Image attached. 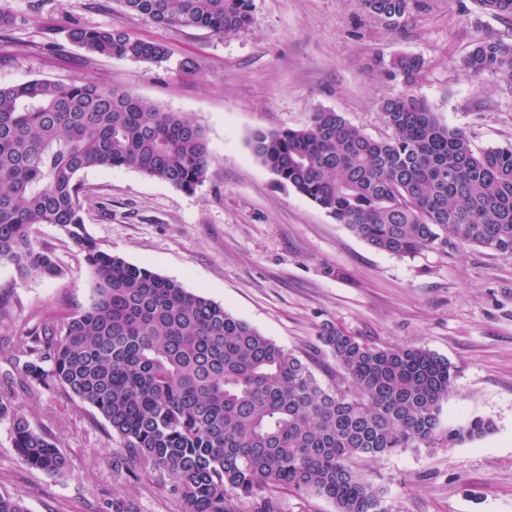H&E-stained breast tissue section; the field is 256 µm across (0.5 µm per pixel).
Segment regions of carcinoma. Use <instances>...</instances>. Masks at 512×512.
<instances>
[{
  "label": "carcinoma",
  "mask_w": 512,
  "mask_h": 512,
  "mask_svg": "<svg viewBox=\"0 0 512 512\" xmlns=\"http://www.w3.org/2000/svg\"><path fill=\"white\" fill-rule=\"evenodd\" d=\"M164 27L214 36L247 29L253 0H121ZM392 26L417 0H363ZM512 21V0H473ZM69 38L103 57L160 65L161 42L75 25ZM424 67L395 59L404 89L381 105L392 130L374 139L331 110L301 129L257 132L253 154L284 188L307 197L373 247L398 257L450 246L512 256V144L476 153L411 90ZM465 72L512 83V42L482 36ZM211 154L203 128L132 93L92 81L44 78L0 87V262L20 278L64 269L33 233L51 224L83 255L95 281L89 304L50 322L14 325L11 361L32 395L60 390L94 409L122 439L116 479L130 464L166 472L183 512H232V497L277 512L278 494L314 493L336 512H387L354 467L406 448H452L488 434L474 416L443 425L454 368L422 346L378 347L340 330L319 336L336 363L323 385L311 364L223 306L100 250L85 229L80 173L127 168L192 192ZM13 447L51 475L68 468L52 431L35 430L0 395Z\"/></svg>",
  "instance_id": "cac0c4a2"
}]
</instances>
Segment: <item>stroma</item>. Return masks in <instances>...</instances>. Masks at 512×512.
Instances as JSON below:
<instances>
[{"mask_svg":"<svg viewBox=\"0 0 512 512\" xmlns=\"http://www.w3.org/2000/svg\"><path fill=\"white\" fill-rule=\"evenodd\" d=\"M13 26L0 32V86L34 78L87 80L190 115L212 156L206 177L184 192L133 169L80 173L84 219L99 249L175 280L299 356L322 383L336 365L319 341L333 327L365 342L416 344L456 370L442 420L481 416L487 435L452 448H409L362 462L388 512H512V257L459 246L400 258L372 247L311 200L279 186L255 157L258 131L298 129L332 110L368 136L390 131L383 100L402 85L394 59L421 57L414 92L439 119L464 131L474 150L512 143V84L462 71L473 41H512V24L472 0H424L399 27L361 0H254L249 28L222 38L158 26L121 0H10ZM76 24L121 29L165 44L156 66L86 52L67 39ZM61 278L20 279L0 263V298L14 319H54L90 297L82 254L50 224L34 231ZM8 325L0 324V394L35 428H50L70 469L49 475L17 456L0 420V493L28 512H112L113 496L138 512H182L164 473L112 478L120 437L92 408L62 392L31 396L15 381Z\"/></svg>","mask_w":512,"mask_h":512,"instance_id":"35a3bbf8","label":"stroma"}]
</instances>
